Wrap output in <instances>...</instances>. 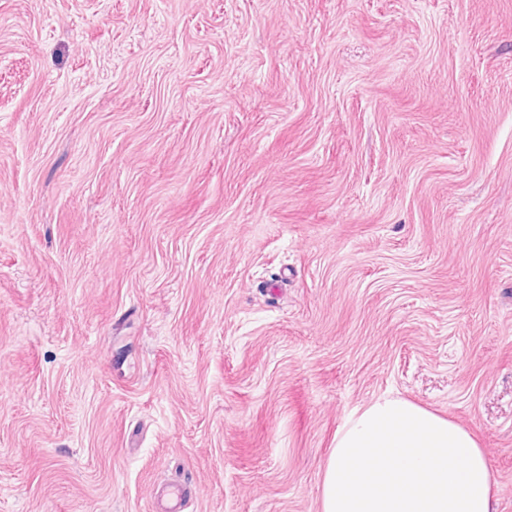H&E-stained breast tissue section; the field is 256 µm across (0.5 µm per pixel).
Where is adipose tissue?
<instances>
[{
    "instance_id": "obj_1",
    "label": "adipose tissue",
    "mask_w": 512,
    "mask_h": 512,
    "mask_svg": "<svg viewBox=\"0 0 512 512\" xmlns=\"http://www.w3.org/2000/svg\"><path fill=\"white\" fill-rule=\"evenodd\" d=\"M497 480L467 428L386 396L337 431L320 512H492Z\"/></svg>"
}]
</instances>
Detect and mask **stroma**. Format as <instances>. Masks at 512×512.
Returning a JSON list of instances; mask_svg holds the SVG:
<instances>
[{
  "label": "stroma",
  "instance_id": "obj_1",
  "mask_svg": "<svg viewBox=\"0 0 512 512\" xmlns=\"http://www.w3.org/2000/svg\"><path fill=\"white\" fill-rule=\"evenodd\" d=\"M388 394L512 512V0H0V512H320Z\"/></svg>",
  "mask_w": 512,
  "mask_h": 512
}]
</instances>
